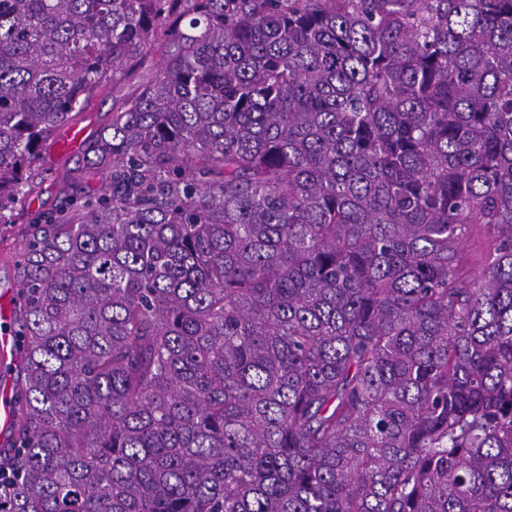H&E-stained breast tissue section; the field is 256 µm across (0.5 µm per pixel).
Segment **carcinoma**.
<instances>
[{
    "label": "carcinoma",
    "mask_w": 512,
    "mask_h": 512,
    "mask_svg": "<svg viewBox=\"0 0 512 512\" xmlns=\"http://www.w3.org/2000/svg\"><path fill=\"white\" fill-rule=\"evenodd\" d=\"M169 45L15 244L0 512H512V0H0V220ZM137 76L126 79L117 85L113 82L112 74L103 88L98 92L86 112L73 124H79L86 130V137L90 138L100 128L107 125L112 119V110L121 104L123 94L132 90L137 84ZM79 125L70 127L66 140L58 144L62 153H53L52 145L44 154V159L37 164L35 181H43L41 191L25 196L16 205L13 212L12 224L0 223V241L5 243L15 242L21 239L28 228V224L38 215L57 208L65 195L62 188L56 184V178L64 172H71L75 179L71 181L68 191L76 195L92 194L102 189L105 175L93 169L84 153L82 144L73 149L71 146L78 144L84 134V129ZM68 149V150H67ZM67 150V151H65ZM490 246L491 241L485 236L483 228L476 224L470 238L465 240L459 248V253L462 256L461 273L470 276L478 272L482 265L483 256Z\"/></svg>",
    "instance_id": "1"
}]
</instances>
